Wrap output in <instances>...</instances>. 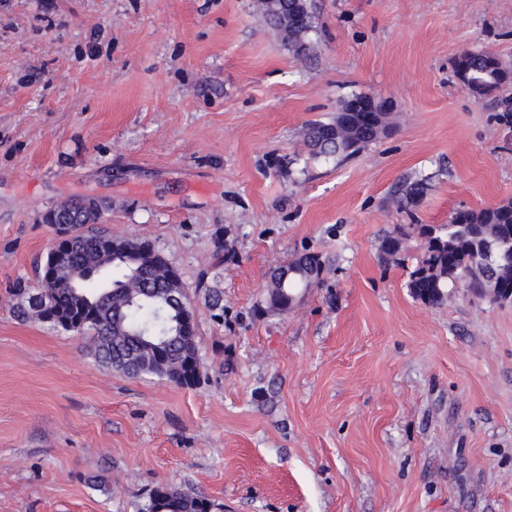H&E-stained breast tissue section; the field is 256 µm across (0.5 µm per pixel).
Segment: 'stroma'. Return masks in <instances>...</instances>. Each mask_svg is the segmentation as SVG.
Listing matches in <instances>:
<instances>
[{
	"mask_svg": "<svg viewBox=\"0 0 512 512\" xmlns=\"http://www.w3.org/2000/svg\"><path fill=\"white\" fill-rule=\"evenodd\" d=\"M314 4L299 55L253 0H0V512H136L162 484L212 512H512V301L453 280L424 304L420 238L380 255L512 199V83L478 99L454 74L467 50L512 71V0ZM364 95L387 132L310 158L304 127ZM80 195L180 273L197 384L14 318L42 214ZM305 253L319 282L262 311L266 272Z\"/></svg>",
	"mask_w": 512,
	"mask_h": 512,
	"instance_id": "1",
	"label": "stroma"
}]
</instances>
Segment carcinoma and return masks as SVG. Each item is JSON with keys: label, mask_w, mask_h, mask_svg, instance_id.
Listing matches in <instances>:
<instances>
[{"label": "carcinoma", "mask_w": 512, "mask_h": 512, "mask_svg": "<svg viewBox=\"0 0 512 512\" xmlns=\"http://www.w3.org/2000/svg\"><path fill=\"white\" fill-rule=\"evenodd\" d=\"M264 23L276 30L291 49L305 48L313 31V0H255ZM457 78L475 97H483L512 82V73L492 56L466 51L454 62ZM388 113L379 112L368 124L349 102L328 122H313L303 131L309 156L343 161L357 154L385 130ZM412 232L424 242L422 259L408 273L411 295L427 305L448 300V281L466 279L479 292L488 282L512 286V201L454 215L437 226L415 224ZM78 243L69 265L48 288L36 290L19 279L15 296L28 306H16L22 320L36 317L43 323L73 319L88 308L81 334L89 337L90 354L99 364L130 377L153 375L179 385L187 384L189 366L200 367L196 336L178 330L182 304L188 298L176 271L153 251L137 264L106 249L107 232L86 222L76 224ZM410 235L384 237L380 252L396 260ZM323 263L307 253L273 267L267 274L265 309L286 313L302 290L318 283ZM205 497L168 486L153 488L138 512H208Z\"/></svg>", "instance_id": "obj_1"}]
</instances>
